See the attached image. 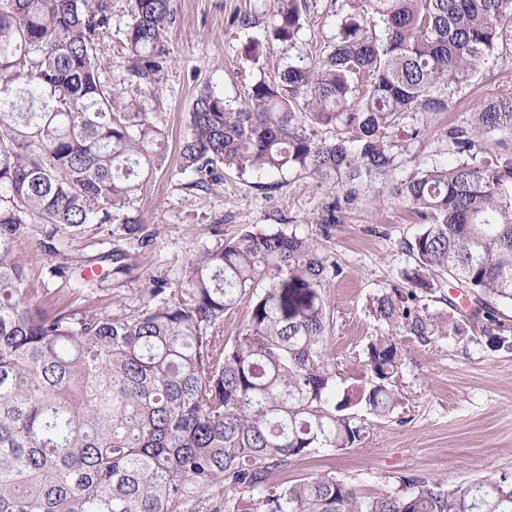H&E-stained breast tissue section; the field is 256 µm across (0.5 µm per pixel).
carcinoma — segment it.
Masks as SVG:
<instances>
[{
    "mask_svg": "<svg viewBox=\"0 0 512 512\" xmlns=\"http://www.w3.org/2000/svg\"><path fill=\"white\" fill-rule=\"evenodd\" d=\"M304 0H273L269 34L287 54ZM336 41L312 66L258 80L247 105L195 98L183 169L209 185L219 168L300 170L343 190L377 192L425 221L406 251L411 289L376 297L373 315L421 343L435 333L416 306L445 274L485 321L490 349L512 351L493 304L512 303V95L484 99L448 129L453 160L402 174L389 139L448 111L441 86L469 80L512 42V0H350ZM126 72L151 84L170 65L171 0H134ZM111 0H0V512H512V475L448 490L407 477L360 497L331 473L277 480L299 460L358 448L366 427L330 405L328 288L339 270L307 237L245 231L187 262L181 286L150 291L132 315L50 314L26 287L15 244L31 219L78 231L110 224L163 161L162 130L137 101L112 111L101 44ZM336 125L334 142L313 127ZM169 296H164V293ZM249 321L224 335V314ZM372 379L359 401L377 416L401 404L402 352L381 334L366 347ZM249 320V308L247 304H241L239 307L231 310L224 315V335L237 336L242 332Z\"/></svg>",
    "mask_w": 512,
    "mask_h": 512,
    "instance_id": "obj_1",
    "label": "carcinoma"
}]
</instances>
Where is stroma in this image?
I'll return each instance as SVG.
<instances>
[{
    "label": "stroma",
    "instance_id": "obj_1",
    "mask_svg": "<svg viewBox=\"0 0 512 512\" xmlns=\"http://www.w3.org/2000/svg\"><path fill=\"white\" fill-rule=\"evenodd\" d=\"M302 28L288 55L269 48L262 28L246 27L248 11H266L271 0H174L177 19L169 35L173 62L158 86L127 75L124 35L133 22L131 0H112L111 34L104 59L125 81L112 98L113 111L142 101L164 132L165 160L146 180L127 213L141 218L129 234L120 220L88 224L80 235L68 228L31 221L17 250L28 256L26 284L50 312L64 306L135 311L152 288L177 287L187 261L245 230L286 226L312 238L340 273L328 294L333 315L329 343L336 397L364 419L368 439L359 448L331 456L317 454L289 468V479L330 471L360 495L395 491L401 478L419 477L445 488L512 474V351H493L471 316L469 301L447 278L432 281L418 306L433 314L437 329L428 343L405 330L396 338L404 353L396 380L402 404L386 417L358 403V389L371 377L364 350L385 326L370 312L379 293L407 289L415 268L401 246L421 228L403 204L383 198L343 208L339 221L322 228L317 217L336 187L318 184L300 171L256 176L221 170L210 189H193L194 175L181 171L179 144L188 132L189 112L201 89H212L233 107L244 105L251 86L273 80L287 64L303 65L338 32L344 0H306ZM450 108L423 136L413 137L415 119L393 130V149L405 170L446 161L447 132L481 100L512 93V47L483 63L469 81L444 87ZM128 254L130 273L116 274L105 256ZM65 275H53L55 267Z\"/></svg>",
    "mask_w": 512,
    "mask_h": 512
}]
</instances>
